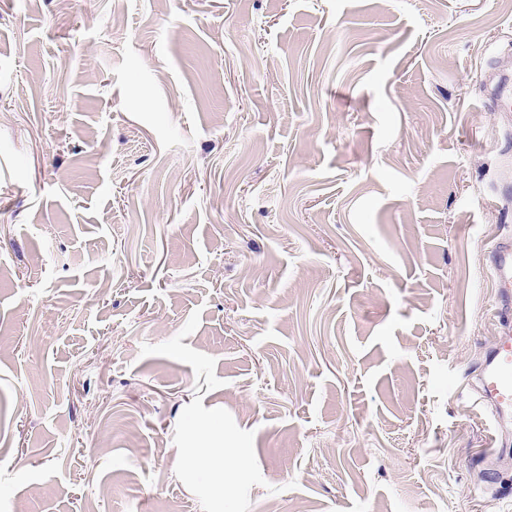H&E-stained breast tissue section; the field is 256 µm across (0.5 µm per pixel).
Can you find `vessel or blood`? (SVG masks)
<instances>
[{"instance_id":"vessel-or-blood-1","label":"vessel or blood","mask_w":512,"mask_h":512,"mask_svg":"<svg viewBox=\"0 0 512 512\" xmlns=\"http://www.w3.org/2000/svg\"><path fill=\"white\" fill-rule=\"evenodd\" d=\"M491 270L503 306H512V241L505 239L491 249ZM480 402L491 408L493 429L502 433L503 423L512 417V323L503 322L476 377Z\"/></svg>"}]
</instances>
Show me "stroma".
<instances>
[{"instance_id":"35a3bbf8","label":"stroma","mask_w":512,"mask_h":512,"mask_svg":"<svg viewBox=\"0 0 512 512\" xmlns=\"http://www.w3.org/2000/svg\"><path fill=\"white\" fill-rule=\"evenodd\" d=\"M492 75L512 0H0V512H512ZM501 326L475 384L478 400L493 412L495 441L502 439L503 423L512 416V324L502 321ZM198 440L206 443L207 448H193L189 462L192 467L204 471L208 477L213 490L214 497L224 495L225 472L235 467L238 461V454L234 448H224V442H211L209 431L204 426L196 429Z\"/></svg>"}]
</instances>
